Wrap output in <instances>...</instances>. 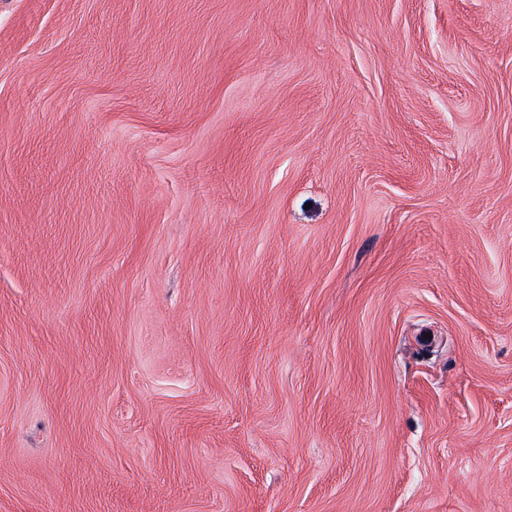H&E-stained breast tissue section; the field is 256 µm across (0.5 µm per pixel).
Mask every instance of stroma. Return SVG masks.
Instances as JSON below:
<instances>
[{"label":"stroma","mask_w":512,"mask_h":512,"mask_svg":"<svg viewBox=\"0 0 512 512\" xmlns=\"http://www.w3.org/2000/svg\"><path fill=\"white\" fill-rule=\"evenodd\" d=\"M0 512H512V0H0Z\"/></svg>","instance_id":"1"}]
</instances>
